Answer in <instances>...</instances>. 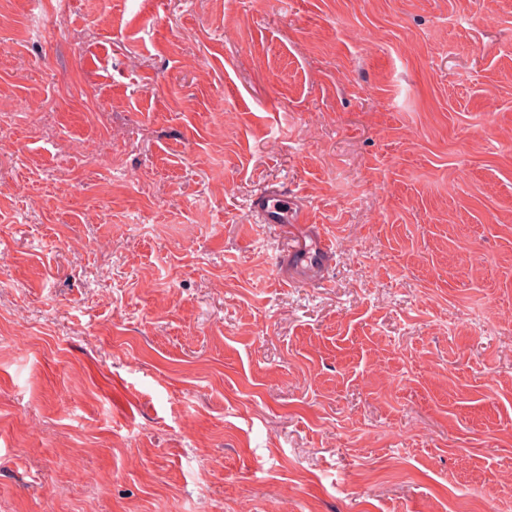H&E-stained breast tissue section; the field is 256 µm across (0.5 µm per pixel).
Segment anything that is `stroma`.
<instances>
[{"label": "stroma", "instance_id": "35a3bbf8", "mask_svg": "<svg viewBox=\"0 0 512 512\" xmlns=\"http://www.w3.org/2000/svg\"><path fill=\"white\" fill-rule=\"evenodd\" d=\"M52 8L0 0V512H512V0ZM298 202L285 190L269 188L255 194L251 210L262 224H288L289 217L293 223L308 224V212ZM310 244L297 240L288 244L287 258L292 268H314L327 270L332 262L335 247L330 238L318 229L313 233Z\"/></svg>", "mask_w": 512, "mask_h": 512}]
</instances>
